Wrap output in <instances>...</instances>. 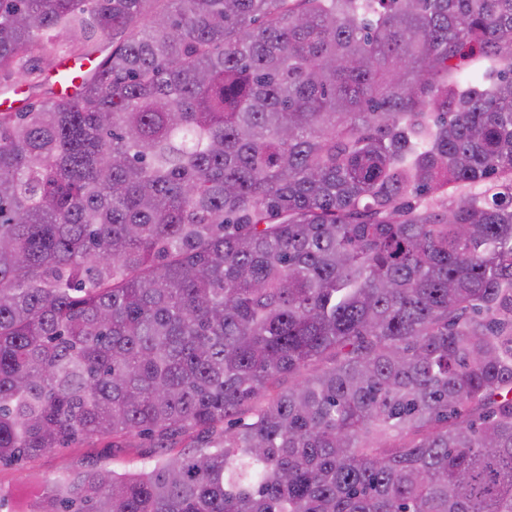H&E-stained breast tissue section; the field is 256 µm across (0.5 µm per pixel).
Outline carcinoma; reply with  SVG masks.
Returning <instances> with one entry per match:
<instances>
[{
  "instance_id": "cac0c4a2",
  "label": "carcinoma",
  "mask_w": 512,
  "mask_h": 512,
  "mask_svg": "<svg viewBox=\"0 0 512 512\" xmlns=\"http://www.w3.org/2000/svg\"><path fill=\"white\" fill-rule=\"evenodd\" d=\"M146 2L0 0V463L162 450L24 512H512V0ZM53 65L54 62L49 57H33L20 70V74H16L11 80L13 89L4 94L0 92V103L9 97L15 101L14 108H21L49 97L50 91L57 89Z\"/></svg>"
}]
</instances>
